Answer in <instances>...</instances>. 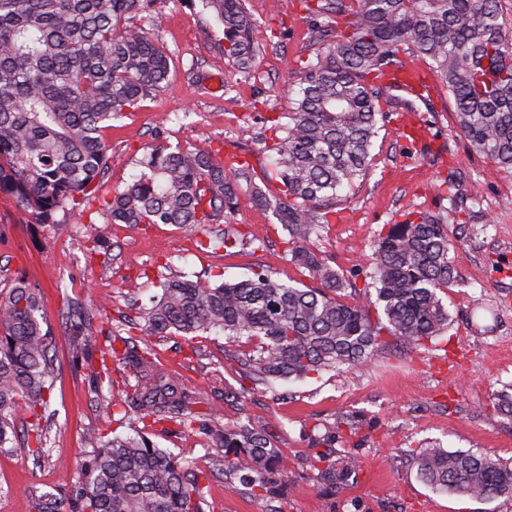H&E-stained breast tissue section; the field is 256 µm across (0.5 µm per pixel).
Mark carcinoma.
Masks as SVG:
<instances>
[{"label":"carcinoma","mask_w":512,"mask_h":512,"mask_svg":"<svg viewBox=\"0 0 512 512\" xmlns=\"http://www.w3.org/2000/svg\"><path fill=\"white\" fill-rule=\"evenodd\" d=\"M168 0H0V195L15 200L26 223L61 218L106 224H219L241 192L286 231L283 258L317 286L299 288L258 270L219 285L185 277L160 283L138 319L104 326L79 302L66 301L72 362L97 391H112L107 358L133 373L124 400L143 427L132 435L92 434L85 477L65 491L30 490L33 512H205L198 467L149 438L173 424L205 436V454L227 481L269 498L283 476L279 448L251 420L226 426L203 412L199 393L161 368L153 336L173 331L194 340L212 333L241 346L238 362L255 383L304 379L360 366L397 345L426 348L449 325L440 294L458 284L452 253L464 209L412 211L384 225L363 286L345 279L314 250L372 166L378 131L411 112L434 111L431 95L407 98L389 75L405 60L426 63L454 100L456 124L470 146L512 178V21L503 0H298L308 21V54L291 65L286 112L252 108L272 158L266 179L246 161L213 151L157 143L137 160L140 173L112 197L97 194L110 157L103 131L157 96L171 53L153 33ZM221 26L224 60L243 78L256 73L264 45L254 38L245 0H202ZM278 183V192L266 181ZM264 242L224 227V251ZM39 285L21 275L0 288V448L12 446L16 422L31 417L36 457L46 452L40 427L54 383L51 333ZM377 317H372L371 312ZM123 345L116 348V343ZM100 354V367L94 356ZM336 432L314 439L307 466L329 494L347 486L360 461L335 448ZM431 489L473 500L512 497V466L480 451L430 444L411 456Z\"/></svg>","instance_id":"obj_1"}]
</instances>
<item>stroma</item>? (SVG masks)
Returning <instances> with one entry per match:
<instances>
[{
	"label": "stroma",
	"mask_w": 512,
	"mask_h": 512,
	"mask_svg": "<svg viewBox=\"0 0 512 512\" xmlns=\"http://www.w3.org/2000/svg\"><path fill=\"white\" fill-rule=\"evenodd\" d=\"M255 35L264 42L254 78L246 80L224 61L215 22L199 0H170L159 40L174 54V66L160 94L106 128L110 163L98 180L100 196L123 190L137 172L146 144L163 139L189 149H220L222 155L248 160L257 173L269 167L263 144L242 135L240 126L254 97L276 111L290 108L286 93L289 62L303 54L307 23L297 0H246ZM286 32L266 44L271 17ZM439 116H417L428 125L426 140L405 139L397 123L383 127L374 140V165L335 224L316 246L344 275H364L383 225L409 211L449 207L439 198L438 174L456 171L461 191L475 198L454 263L461 278L443 294L451 324L435 345L398 347L367 364L327 371L301 380L258 385L236 361L237 347L223 335L195 339L186 346L179 335L155 337L152 347L204 402L219 407L230 425L249 417L269 434L287 466L279 488L283 512H512V499L475 501L437 493L421 483L409 464L419 443L451 450L480 451L512 464V416L496 412L493 398L512 385V181L473 151L454 124V102L443 97ZM15 202L0 198V280L26 275L44 292V315L53 334L57 368L49 407L40 422L48 458L37 460L23 448L0 449V512H31L30 487L64 489L83 478L90 433L126 435L134 417L120 410L134 383L123 364L112 362L113 400L98 401L86 372L74 370L63 333L61 295L69 293L102 306L103 321L135 318L162 277L190 275L214 283L238 280L265 268L280 281L299 286L313 280L302 267L282 259L284 232L270 212L241 195L230 216L248 237L266 241L265 250L244 247L225 254L217 246L224 227L178 228L170 224H80L68 220L44 228L22 224ZM104 235L109 258L91 254L93 239ZM214 239L206 252L199 239ZM355 421L350 443L361 468L350 486L323 493L305 461L313 426H330L339 416ZM153 442L182 461L208 469L203 439L176 426L155 430ZM205 512H267L265 500L237 482L214 474L205 490Z\"/></svg>",
	"instance_id": "obj_1"
}]
</instances>
